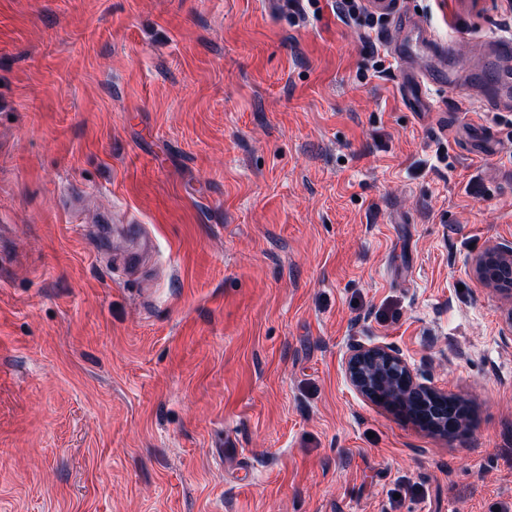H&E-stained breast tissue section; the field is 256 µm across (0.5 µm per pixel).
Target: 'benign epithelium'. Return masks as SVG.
<instances>
[{
    "instance_id": "benign-epithelium-1",
    "label": "benign epithelium",
    "mask_w": 512,
    "mask_h": 512,
    "mask_svg": "<svg viewBox=\"0 0 512 512\" xmlns=\"http://www.w3.org/2000/svg\"><path fill=\"white\" fill-rule=\"evenodd\" d=\"M479 271L487 281L512 284V246L490 252L480 262ZM346 374L359 394L400 413L415 426L445 436L450 430L463 431L459 401L421 381L407 362L388 347H354L346 359Z\"/></svg>"
}]
</instances>
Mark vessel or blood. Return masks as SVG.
<instances>
[{"label": "vessel or blood", "instance_id": "vessel-or-blood-1", "mask_svg": "<svg viewBox=\"0 0 512 512\" xmlns=\"http://www.w3.org/2000/svg\"><path fill=\"white\" fill-rule=\"evenodd\" d=\"M371 10L393 19L394 24L386 37V47L399 64L401 84L407 100L413 105H425L430 101L432 87L455 85L456 68H445L441 61L446 48L423 24L407 21L403 0H368ZM110 242L117 251L136 255L148 260L154 243L144 225L128 224L114 227Z\"/></svg>", "mask_w": 512, "mask_h": 512}]
</instances>
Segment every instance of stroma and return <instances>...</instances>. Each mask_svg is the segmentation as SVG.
<instances>
[{"instance_id": "35a3bbf8", "label": "stroma", "mask_w": 512, "mask_h": 512, "mask_svg": "<svg viewBox=\"0 0 512 512\" xmlns=\"http://www.w3.org/2000/svg\"><path fill=\"white\" fill-rule=\"evenodd\" d=\"M0 0V512H512V0H404L413 111L333 0ZM147 225L145 285L82 224ZM397 351L464 436L349 383ZM371 10L393 19L386 47L399 64L401 84L407 100L423 107L430 103L431 87H451L457 83L458 72L448 62V71L441 61L446 47L439 43L423 24L406 20L402 0H369ZM423 61L425 65L421 66ZM492 46L495 54L504 61L507 72L502 75L499 90L497 94L488 101L487 106L494 111H501L506 107L510 96H512V81L510 75L512 63V39L511 37L496 39L493 41ZM479 271L482 277L490 282L498 283L497 276H500L501 283H510L508 289L512 291V246L498 247L490 252L479 264Z\"/></svg>"}]
</instances>
